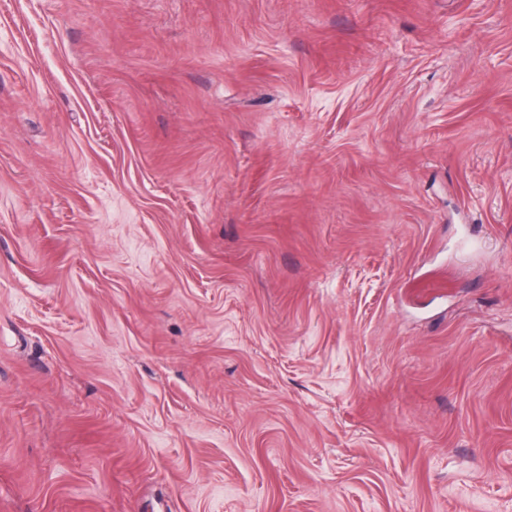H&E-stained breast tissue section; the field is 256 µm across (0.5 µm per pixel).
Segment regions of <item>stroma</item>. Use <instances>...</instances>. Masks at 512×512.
<instances>
[{
  "instance_id": "stroma-1",
  "label": "stroma",
  "mask_w": 512,
  "mask_h": 512,
  "mask_svg": "<svg viewBox=\"0 0 512 512\" xmlns=\"http://www.w3.org/2000/svg\"><path fill=\"white\" fill-rule=\"evenodd\" d=\"M0 512H512V0H0Z\"/></svg>"
}]
</instances>
